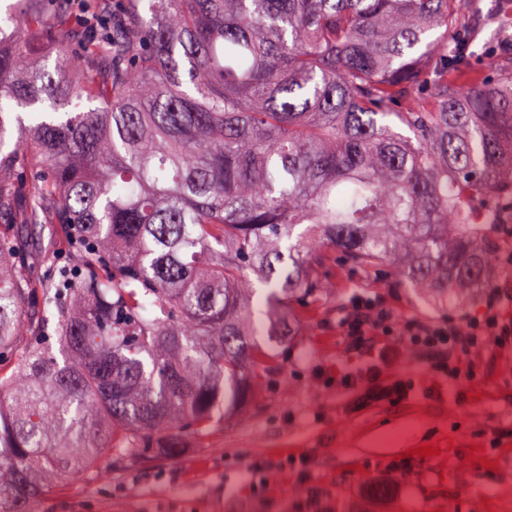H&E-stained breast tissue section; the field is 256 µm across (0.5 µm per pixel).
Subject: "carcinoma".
I'll list each match as a JSON object with an SVG mask.
<instances>
[{
    "label": "carcinoma",
    "instance_id": "carcinoma-1",
    "mask_svg": "<svg viewBox=\"0 0 512 512\" xmlns=\"http://www.w3.org/2000/svg\"><path fill=\"white\" fill-rule=\"evenodd\" d=\"M0 16V512L245 409L325 250L434 306L512 201V54L464 89L477 0H68ZM53 64L21 71L29 41ZM73 244L28 271L38 226ZM474 224H509L512 222V208L502 205L498 209H477L472 214Z\"/></svg>",
    "mask_w": 512,
    "mask_h": 512
}]
</instances>
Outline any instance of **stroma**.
Returning <instances> with one entry per match:
<instances>
[{"label":"stroma","mask_w":512,"mask_h":512,"mask_svg":"<svg viewBox=\"0 0 512 512\" xmlns=\"http://www.w3.org/2000/svg\"><path fill=\"white\" fill-rule=\"evenodd\" d=\"M497 6L478 0L481 18L472 29L478 55L463 84L487 76L491 58L512 44L499 30ZM322 275L333 288L296 307L298 334L291 342H277L267 326L258 327L257 341L276 363L257 366L261 386L243 416L188 438L177 457L105 464L96 479L64 480L40 512H306L314 497L336 512H486L490 506L512 512V345L479 351L465 389L442 390L423 353L398 337H377L389 349L386 375L413 385L396 404L352 405L336 379L337 371L365 360L340 328L353 294L382 300L400 319L422 321H462L485 309V300L438 308L400 288L389 267L367 272L335 254ZM428 443L436 454L416 456ZM472 446L482 462L470 458ZM285 454L310 456L309 478L293 481L289 497L280 491L279 474L265 492H253L252 462ZM487 459L495 469L484 467ZM378 485L387 495H372Z\"/></svg>","instance_id":"1"}]
</instances>
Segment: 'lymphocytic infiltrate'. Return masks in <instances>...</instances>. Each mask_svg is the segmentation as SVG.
I'll list each match as a JSON object with an SVG mask.
<instances>
[{"instance_id":"1","label":"lymphocytic infiltrate","mask_w":512,"mask_h":512,"mask_svg":"<svg viewBox=\"0 0 512 512\" xmlns=\"http://www.w3.org/2000/svg\"><path fill=\"white\" fill-rule=\"evenodd\" d=\"M500 293H491L486 309L468 318L465 324L454 320L425 322L403 321L380 301L365 296L352 299L340 327L352 348H370L375 336H396L439 359L445 379L455 386H465L472 378L470 365L472 353L489 345L503 346L512 343V318L503 315L499 308ZM341 386L355 396L357 404L379 402L396 403L409 397L411 384L399 378L386 377L374 360H366L358 368L341 372ZM309 456H287L278 461H257L250 468L253 491H266L275 472L284 471L297 477H307L310 472Z\"/></svg>"}]
</instances>
